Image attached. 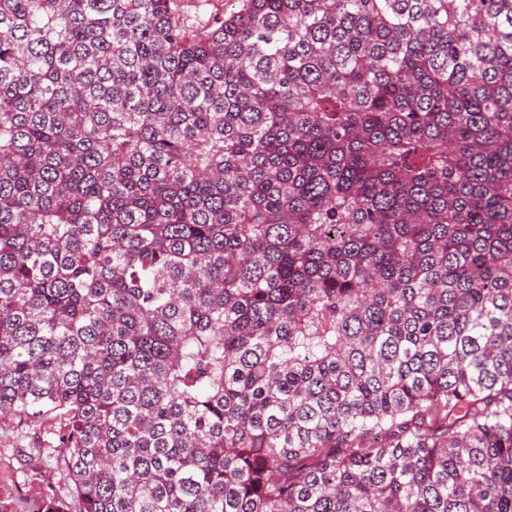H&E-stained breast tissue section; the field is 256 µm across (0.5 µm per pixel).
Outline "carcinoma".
I'll use <instances>...</instances> for the list:
<instances>
[{
	"label": "carcinoma",
	"instance_id": "obj_1",
	"mask_svg": "<svg viewBox=\"0 0 512 512\" xmlns=\"http://www.w3.org/2000/svg\"><path fill=\"white\" fill-rule=\"evenodd\" d=\"M0 0V414L80 512H512V0Z\"/></svg>",
	"mask_w": 512,
	"mask_h": 512
}]
</instances>
